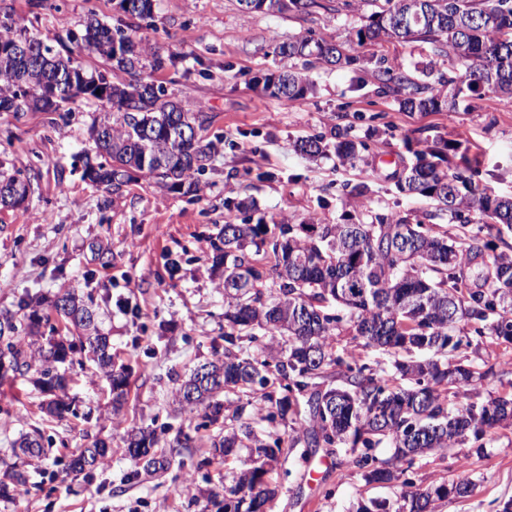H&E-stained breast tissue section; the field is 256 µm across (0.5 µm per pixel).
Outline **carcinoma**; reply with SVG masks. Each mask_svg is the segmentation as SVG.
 I'll list each match as a JSON object with an SVG mask.
<instances>
[{
    "label": "carcinoma",
    "instance_id": "cac0c4a2",
    "mask_svg": "<svg viewBox=\"0 0 512 512\" xmlns=\"http://www.w3.org/2000/svg\"><path fill=\"white\" fill-rule=\"evenodd\" d=\"M252 12L310 15L325 8L321 0H250ZM364 23L349 36L358 47L379 42H420L429 45L432 83H419L407 71L378 60L381 92L394 86L404 91L400 106L411 112L454 109L459 102L486 91L512 96V0H359ZM124 15L153 18L154 0H119ZM74 50L63 56L43 41L18 32L13 11H0V96L18 99L15 113L58 112L61 106L89 97L116 109L113 120L93 126L97 155L84 162L83 178L121 195L135 175L153 178L171 192L197 194L195 175L204 171L214 142L200 132L211 124L202 108L192 111L171 99L166 89L143 76L176 65L179 56H163L138 38L126 24L109 27L90 13L80 33L67 35ZM132 50L117 56L114 41ZM15 42L27 43L24 62L7 53ZM94 54L128 76L117 83L85 71L73 52ZM273 53L316 64L351 65L357 58L337 44L299 35L273 44ZM449 66L443 71V66ZM270 96L302 101L313 91L308 77L292 69L256 79ZM54 84L76 87L54 106L43 91ZM333 148L341 165L355 167L363 143L348 132L331 141L313 136L294 148L316 157ZM458 151L439 138L413 152L414 161L396 181L397 189L426 198L458 220L478 213L491 220L486 236L458 235L450 240L435 225L376 214L362 221L323 224L310 218L299 224L282 219L267 224H223L210 237L205 259L224 273V351L175 380L176 401L198 413L202 426H218L211 442L214 454L227 457L238 448L254 450V465L241 473L224 512H270L274 490L265 476L282 449L340 448L363 471L368 484L401 483V504L394 512H435L436 502L449 495L466 497L474 483L464 477L425 490L413 488L408 472L427 451H444L471 443L484 454L487 430L512 421V391L505 390L480 408L452 405L450 396L485 379L472 365L452 359L462 345L456 335L461 321L475 333L512 343V254L493 257L491 288L473 289L460 274L473 258L495 249L494 239L512 231V196H501L486 184L458 171L448 172V151ZM31 190V181L0 175V204L14 207ZM51 307L66 331L50 327V336L34 331L37 312L24 316L29 332L22 336L14 315L0 316V358L11 364L12 376L32 375L34 383L53 394L48 412L58 418L75 414L66 395V370L93 362L109 381L113 411L120 410L129 389L130 373L115 367L108 337L99 333L94 311L73 290L55 296ZM462 316L448 318V309ZM349 326L364 346L397 355L391 368L358 364L350 352L336 354L335 332ZM277 348L258 353L264 340ZM268 426L267 438L254 430V415ZM291 420L301 435L291 441L279 427ZM127 453L146 473L169 468L157 454L150 428H131L123 435ZM393 448L380 460L375 448ZM43 435L23 434L12 448L21 463L0 458V490L5 481L27 482L22 466L41 458ZM108 445L96 440L73 455L68 471L90 472L107 461Z\"/></svg>",
    "mask_w": 512,
    "mask_h": 512
}]
</instances>
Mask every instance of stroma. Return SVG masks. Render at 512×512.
Masks as SVG:
<instances>
[{
	"mask_svg": "<svg viewBox=\"0 0 512 512\" xmlns=\"http://www.w3.org/2000/svg\"><path fill=\"white\" fill-rule=\"evenodd\" d=\"M55 2L49 9L41 0H11L19 27L48 43L81 30L88 13L111 25L120 16L117 0ZM360 24L358 11L343 0L311 15L247 13L236 0H155L153 23H140L137 34L183 59L154 78L183 104L204 106L212 117L206 136L218 142L196 177L195 199L145 177L119 198L83 180L85 159L96 155L91 128L113 112L107 102L83 100L64 116L0 112V173L32 183L22 206H0V312L76 289L91 297L115 361L132 371L117 412L102 373L70 374L67 393L81 415L61 421L47 417L46 397L31 378L0 384V457L25 431L38 428L53 440L30 485L0 497V512H217L211 493L231 486L250 454L213 455L206 430L196 433L193 447H173L178 428L196 420L179 409L170 375L210 360L224 344L222 278L204 260L222 224L246 215L268 222L287 216L297 224L311 214L336 224L356 207L351 190L364 184L372 212L452 229L430 201L406 196L394 184L425 137L460 143L478 162L482 182L512 196V97L488 92L455 111L405 112L396 95L378 93L372 72L379 58L416 74L426 70L429 53L417 45L357 47V65L308 69L314 89L301 103L264 96L254 86L255 78L289 66L268 53L272 41L309 34L342 43ZM337 128L366 144L356 167L341 166L330 152L310 159L293 147L298 138L327 137ZM240 202L247 212L237 210ZM173 259L178 269L170 268ZM459 356L495 371L467 402L481 404L512 383V344L475 336ZM132 426L155 428L171 461L167 471L135 475L122 442L123 428ZM96 439L110 448L106 465L87 475L65 474L70 453ZM483 443L480 456L465 445L416 457L411 477L417 487L464 476L475 484L467 497L439 501L437 512H497L512 499V427L488 431ZM269 480L276 489L272 512H355L361 500L392 501L401 493L394 484H366L332 448L289 449Z\"/></svg>",
	"mask_w": 512,
	"mask_h": 512,
	"instance_id": "stroma-1",
	"label": "stroma"
}]
</instances>
